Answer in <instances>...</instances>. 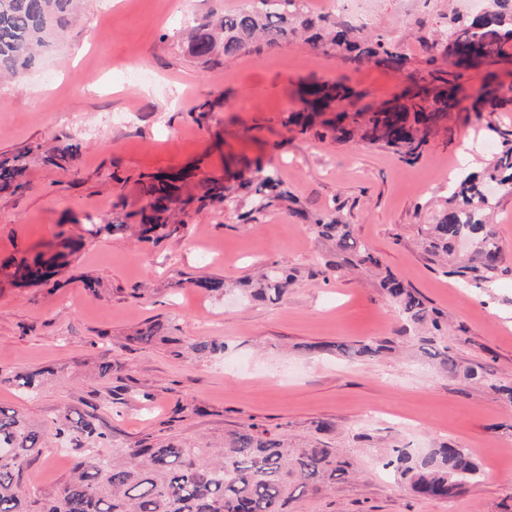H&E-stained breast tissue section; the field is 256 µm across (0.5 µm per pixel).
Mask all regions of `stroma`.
<instances>
[{
	"instance_id": "35a3bbf8",
	"label": "stroma",
	"mask_w": 512,
	"mask_h": 512,
	"mask_svg": "<svg viewBox=\"0 0 512 512\" xmlns=\"http://www.w3.org/2000/svg\"><path fill=\"white\" fill-rule=\"evenodd\" d=\"M245 0H86L66 38L36 59L21 83L0 80V158L23 168L16 192L0 193V260L75 250L54 286L12 283L0 274V406L21 413L45 436L23 487L33 496L58 487L82 452L57 443L56 423L89 420L108 449L168 441L221 446L226 431L255 423L299 443H322L351 465L328 490L292 512H512V407L486 385L451 379L419 349L372 273H360L330 241L286 210L256 221L200 206L207 178L234 185L256 165L278 169L282 187L314 212H340L356 240L448 318L444 343L461 363L512 383V195L492 222L504 263L487 282L461 286L444 275L421 241L448 196L449 168L474 145L482 163L512 129V61L465 71L460 101L427 128L418 159L370 143L366 120L350 141L331 123L342 111L375 110L417 91L428 72L452 71L444 48L423 47L462 0H375L365 31L405 55L394 68L342 60L304 43L284 44L205 65L181 32L188 15L216 14ZM308 82L356 93L314 119L307 133L283 125L300 110ZM497 91L476 113L472 98ZM213 109L199 116L198 107ZM75 145L70 167L44 158ZM190 169L176 215L182 229L138 236L148 198L143 173ZM105 225L97 234L93 225ZM296 278L279 301L245 299L237 283L271 263ZM224 280L226 291L195 287ZM96 284L88 290L86 281ZM154 331L151 342L139 330ZM391 340L394 351L349 359L330 344ZM223 351L199 353L198 342ZM109 373H102L103 365ZM53 368L26 395L15 375ZM449 443L468 449L482 470L453 501L420 499L383 469L391 449Z\"/></svg>"
}]
</instances>
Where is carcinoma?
<instances>
[{
    "instance_id": "carcinoma-1",
    "label": "carcinoma",
    "mask_w": 512,
    "mask_h": 512,
    "mask_svg": "<svg viewBox=\"0 0 512 512\" xmlns=\"http://www.w3.org/2000/svg\"><path fill=\"white\" fill-rule=\"evenodd\" d=\"M78 2L0 0V76L23 81L34 64L35 53L66 29ZM301 35L313 47L346 60L378 57L387 65L404 64V58L389 51L382 38L368 40L360 36V27L348 20L327 24L305 9L303 0H280L278 11H265L260 4L248 3L216 21L205 15L190 29L188 53L211 64L243 52L278 47ZM443 40L448 42V56L459 68L475 65L471 56L478 47L488 49L491 58L501 56L505 46L512 47V0H486L480 16L452 18L433 43ZM303 95L307 109L317 112L350 97L352 91L342 85L312 84ZM453 107L454 97L448 96L429 115L419 103L410 108L402 105L380 110L371 118L375 132L372 141L397 154L416 156L426 140L420 136V129L408 124L406 112L414 110L418 113L416 122L425 124ZM501 137V148L490 162L480 172L466 175L453 189L454 203L439 214L436 223L421 229L426 251L449 274L464 282L473 272L487 280L503 263L495 225L487 221L498 201L485 193V186L492 182L512 190V138L506 132ZM75 156L76 148L66 145L46 156L45 161L63 169ZM21 175L18 165L7 158L1 160L0 190L20 188L17 179ZM141 184L150 198V208L142 212L138 232L140 238L149 239L171 224L182 197L175 179L169 176L144 175ZM242 197L251 202V209L240 214L247 223L255 220V214L287 203L293 216L332 241L337 250L353 255L350 264L354 268L369 271L380 265L369 249L354 246L352 225L307 210L281 189L273 169L259 168L254 177L228 188L221 181L207 179L198 201L235 208ZM0 267L10 270L9 276L17 281L45 284L53 275L56 259L10 256ZM291 281L292 275L274 263L248 291L254 298L278 300ZM379 286L396 304L402 318L425 332L419 337L421 349L448 376L486 382L505 404L512 406V385L489 381L484 367H464L448 354V347L435 346L447 333L442 313L389 272L381 277ZM331 348L348 358L377 357L391 350L389 341L378 339L336 343ZM55 438L78 445L87 443L89 447L59 487L33 497L22 489V473L31 458L40 454L43 434L18 412L0 408V448L13 449L12 457H0V512H291L294 501L335 484L348 475L349 467L331 448H298L285 436L255 423L242 424L225 434L220 448L174 441L128 448L112 457L100 454L98 443L105 439V433L92 422L75 428L64 418L57 423ZM383 467L423 499L450 500L482 476L469 452L448 444L425 451L395 448Z\"/></svg>"
}]
</instances>
